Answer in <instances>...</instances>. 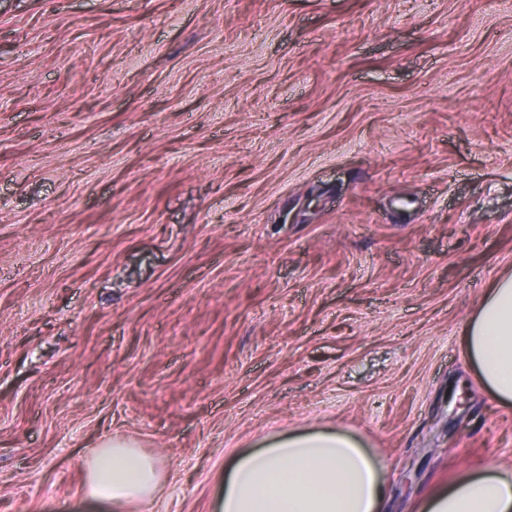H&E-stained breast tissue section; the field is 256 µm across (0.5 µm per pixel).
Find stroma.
<instances>
[{"label":"stroma","mask_w":512,"mask_h":512,"mask_svg":"<svg viewBox=\"0 0 512 512\" xmlns=\"http://www.w3.org/2000/svg\"><path fill=\"white\" fill-rule=\"evenodd\" d=\"M512 271L502 0H0V512H104L118 436L219 512L237 453L365 441L384 512L488 463L462 332Z\"/></svg>","instance_id":"1"}]
</instances>
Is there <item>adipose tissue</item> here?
<instances>
[{"label": "adipose tissue", "mask_w": 512, "mask_h": 512, "mask_svg": "<svg viewBox=\"0 0 512 512\" xmlns=\"http://www.w3.org/2000/svg\"><path fill=\"white\" fill-rule=\"evenodd\" d=\"M463 344L494 397L512 402V274L487 289L463 329ZM156 465L122 439L102 443L90 462V496L123 512L149 500ZM388 486L378 462L348 432L296 431L240 455L224 477L223 512H382ZM421 512H512V473L496 465L459 476Z\"/></svg>", "instance_id": "ef3b65f1"}]
</instances>
